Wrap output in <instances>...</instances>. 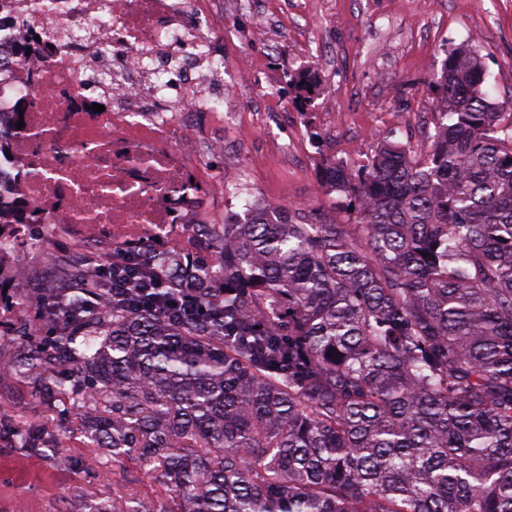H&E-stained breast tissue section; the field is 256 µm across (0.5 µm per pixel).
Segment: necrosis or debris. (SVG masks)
I'll list each match as a JSON object with an SVG mask.
<instances>
[{"label": "necrosis or debris", "instance_id": "1", "mask_svg": "<svg viewBox=\"0 0 512 512\" xmlns=\"http://www.w3.org/2000/svg\"><path fill=\"white\" fill-rule=\"evenodd\" d=\"M213 0H0V133L9 186L72 268L118 247L208 241L198 207L233 172L204 171L196 130L235 99Z\"/></svg>", "mask_w": 512, "mask_h": 512}]
</instances>
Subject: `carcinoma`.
<instances>
[{
	"label": "carcinoma",
	"instance_id": "carcinoma-1",
	"mask_svg": "<svg viewBox=\"0 0 512 512\" xmlns=\"http://www.w3.org/2000/svg\"><path fill=\"white\" fill-rule=\"evenodd\" d=\"M290 81L306 106L311 75ZM487 83L477 49L449 47L426 147L390 130L363 161L323 155L356 223L253 200L203 258L112 255L159 295L88 312L50 293V324L17 327L7 370L146 480L90 512H512V96Z\"/></svg>",
	"mask_w": 512,
	"mask_h": 512
}]
</instances>
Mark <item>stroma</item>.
I'll return each instance as SVG.
<instances>
[{
  "mask_svg": "<svg viewBox=\"0 0 512 512\" xmlns=\"http://www.w3.org/2000/svg\"><path fill=\"white\" fill-rule=\"evenodd\" d=\"M272 20L268 39L253 40V10ZM224 33V63L238 91L236 114L201 117V139L223 136L224 157L204 162L212 174L233 169L265 204L298 209L307 219L352 223L339 195L323 194L317 179L323 155L363 159L380 132L424 145L435 112L430 89L446 47L478 38L498 98L512 96V0H252L216 19ZM314 72V103L298 112L288 74ZM324 138L316 147L310 131ZM291 145L300 160L287 158ZM66 242L37 234L19 251L36 287ZM16 345L0 342V430L37 425L51 436L40 453L0 440V512H86L112 496L122 463L70 439L76 410L44 412L34 389L9 374Z\"/></svg>",
  "mask_w": 512,
  "mask_h": 512,
  "instance_id": "obj_1",
  "label": "stroma"
}]
</instances>
